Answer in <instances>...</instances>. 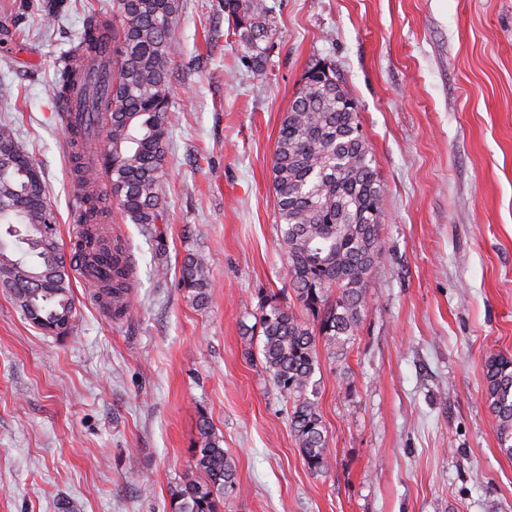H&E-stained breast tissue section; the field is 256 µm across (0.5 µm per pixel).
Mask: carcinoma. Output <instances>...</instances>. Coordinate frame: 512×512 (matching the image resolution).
Wrapping results in <instances>:
<instances>
[{
  "label": "carcinoma",
  "mask_w": 512,
  "mask_h": 512,
  "mask_svg": "<svg viewBox=\"0 0 512 512\" xmlns=\"http://www.w3.org/2000/svg\"><path fill=\"white\" fill-rule=\"evenodd\" d=\"M117 23L89 18L74 47L81 57L113 46L103 85L92 93V124L105 136L98 165L82 162V132L73 131V173L83 188L81 223L100 224L114 203L134 224L149 229L166 221L160 184L168 143L165 114L170 65L177 46L180 0H114ZM234 32L257 70L266 59L270 33L264 0H224ZM81 80L63 69L55 95L64 100ZM360 133L357 106L340 86L336 69L320 61L307 72L284 118L273 155L274 207L283 225L289 287L309 320L271 302L262 306V362L273 385L292 401L290 428L307 469L328 470L325 425L313 377L319 366L317 338L333 357L345 355L366 306L365 282L379 262L383 186ZM0 288L7 289L33 327L65 335L77 315L73 266L66 264L54 233L41 172L10 125L0 124ZM112 275L98 294L112 297V315L130 308L131 262L125 243L112 240ZM181 282L196 305L209 298L204 261L188 255ZM484 384L498 451L512 459V357H489ZM189 477L172 489L171 512H221L239 490L236 466L207 422L192 449Z\"/></svg>",
  "instance_id": "1"
}]
</instances>
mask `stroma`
Returning <instances> with one entry per match:
<instances>
[{"mask_svg": "<svg viewBox=\"0 0 512 512\" xmlns=\"http://www.w3.org/2000/svg\"><path fill=\"white\" fill-rule=\"evenodd\" d=\"M255 70L224 0H181L167 222L107 219L132 261L120 318L74 278L70 335L0 290V512H171L201 419L234 459L223 512H512L487 358L512 355V0H266ZM112 0H0V122L43 173L67 243L76 185L53 95L60 57ZM56 21L45 26V12ZM358 106L384 188V254L342 359L314 375L330 466L314 475L263 365L262 297L295 306L274 208L281 123L316 62ZM202 256L193 304L180 266ZM166 277H159V267Z\"/></svg>", "mask_w": 512, "mask_h": 512, "instance_id": "1", "label": "stroma"}]
</instances>
